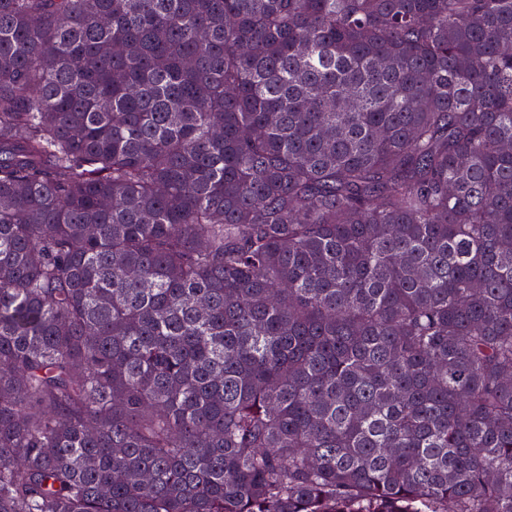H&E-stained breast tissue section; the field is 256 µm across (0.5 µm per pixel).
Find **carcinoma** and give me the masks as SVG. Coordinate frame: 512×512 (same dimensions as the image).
I'll return each instance as SVG.
<instances>
[{
  "label": "carcinoma",
  "instance_id": "1",
  "mask_svg": "<svg viewBox=\"0 0 512 512\" xmlns=\"http://www.w3.org/2000/svg\"><path fill=\"white\" fill-rule=\"evenodd\" d=\"M0 512H512V0H0Z\"/></svg>",
  "mask_w": 512,
  "mask_h": 512
}]
</instances>
